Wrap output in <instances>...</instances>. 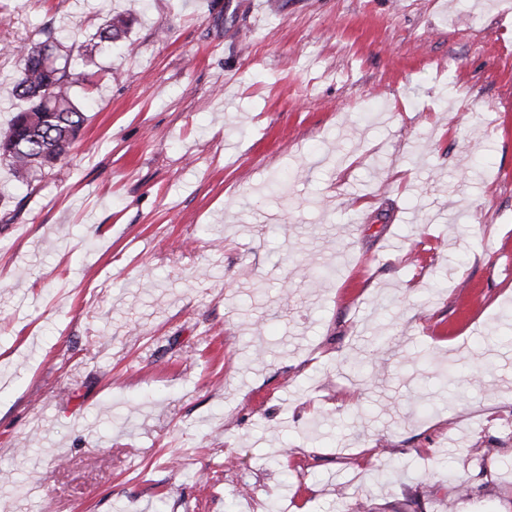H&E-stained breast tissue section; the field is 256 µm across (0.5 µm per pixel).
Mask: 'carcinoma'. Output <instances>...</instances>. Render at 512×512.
<instances>
[{
  "instance_id": "carcinoma-1",
  "label": "carcinoma",
  "mask_w": 512,
  "mask_h": 512,
  "mask_svg": "<svg viewBox=\"0 0 512 512\" xmlns=\"http://www.w3.org/2000/svg\"><path fill=\"white\" fill-rule=\"evenodd\" d=\"M127 30L125 19H109L96 32L92 48H112V42L126 36ZM60 46L51 37L20 54L14 95L23 105L0 130V162L15 181L28 186L68 156L85 122L72 89L87 75L58 65Z\"/></svg>"
}]
</instances>
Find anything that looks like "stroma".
<instances>
[{"label":"stroma","instance_id":"35a3bbf8","mask_svg":"<svg viewBox=\"0 0 512 512\" xmlns=\"http://www.w3.org/2000/svg\"><path fill=\"white\" fill-rule=\"evenodd\" d=\"M51 32L92 80L0 165V512H448L438 459L512 512V0H0V128ZM128 30V23L124 18H110L103 27H100L96 32V36L91 40L93 41L90 55L92 57V50L100 47L101 50H108L112 48V42L125 37Z\"/></svg>","mask_w":512,"mask_h":512}]
</instances>
